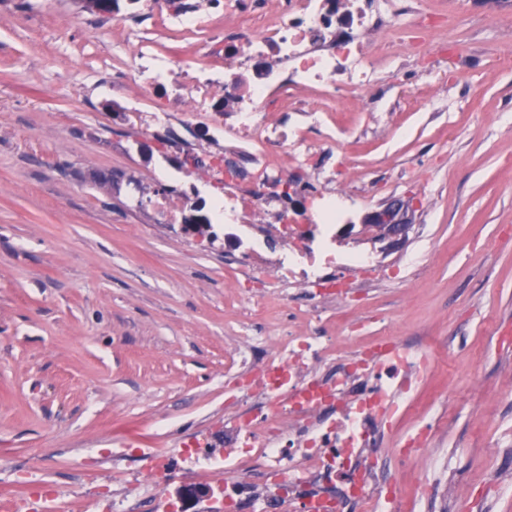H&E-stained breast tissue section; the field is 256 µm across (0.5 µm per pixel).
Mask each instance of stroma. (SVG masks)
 Instances as JSON below:
<instances>
[{
	"label": "stroma",
	"mask_w": 512,
	"mask_h": 512,
	"mask_svg": "<svg viewBox=\"0 0 512 512\" xmlns=\"http://www.w3.org/2000/svg\"><path fill=\"white\" fill-rule=\"evenodd\" d=\"M471 20L444 33L447 50L383 73L378 112L336 104L306 129L299 221L256 234L248 224L194 230L157 209L163 186L196 193L222 182L186 165L195 141L161 142L144 116L112 109L138 87L125 61L138 39L195 44L161 28L132 33L135 10L84 0H0V497L29 478L52 490L45 512L124 507L166 512L181 486L224 488V400L237 339L300 334L318 308L323 330L352 352L398 336L439 360L378 452L399 476L405 512H512V0H467ZM470 59L459 63L456 47ZM344 199V223L317 224L322 195ZM412 198L410 227L388 251L362 219ZM328 247L324 264L349 285L320 296L276 286L245 264L249 248L288 257ZM369 255L375 270L353 269ZM418 464L398 455L420 428ZM170 459L143 483L139 449Z\"/></svg>",
	"instance_id": "obj_1"
}]
</instances>
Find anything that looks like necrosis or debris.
Masks as SVG:
<instances>
[{"label":"necrosis or debris","mask_w":512,"mask_h":512,"mask_svg":"<svg viewBox=\"0 0 512 512\" xmlns=\"http://www.w3.org/2000/svg\"><path fill=\"white\" fill-rule=\"evenodd\" d=\"M142 25L163 26L198 46L207 43L209 21L186 11L159 18L161 0H140ZM432 0H283L259 28L243 18L251 0H216L224 20V63L183 73L181 58L155 46L137 47L126 61L142 94L123 97L121 112H143L146 96L164 91L169 100L210 112L212 131L240 134L245 149L262 148L268 170L257 175L230 162L210 165L224 183V215L247 223L257 215L292 225L281 207L287 182L273 174L287 163L291 147L303 143L300 129L268 125L266 109H286L289 94L315 91L326 98L365 103L380 80L382 66L434 46V34L412 24L415 15H440L442 26L459 15L435 12ZM381 33L374 55L360 36ZM223 88L233 103L225 110L212 91ZM256 337L243 336L230 359L249 376L224 416V471L230 480L211 512H402L397 477L386 475L376 454L382 422L411 406L433 359L422 347L382 341L376 350L337 357L334 340L309 330L280 336L262 361L252 359Z\"/></svg>","instance_id":"necrosis-or-debris-1"}]
</instances>
